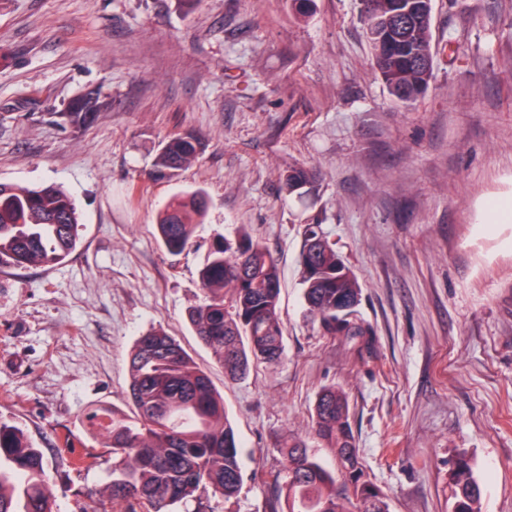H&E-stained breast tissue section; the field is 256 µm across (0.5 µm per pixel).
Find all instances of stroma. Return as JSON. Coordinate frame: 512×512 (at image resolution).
<instances>
[{
    "mask_svg": "<svg viewBox=\"0 0 512 512\" xmlns=\"http://www.w3.org/2000/svg\"><path fill=\"white\" fill-rule=\"evenodd\" d=\"M433 77L414 104L378 76L359 0H0V181L58 184L82 215L63 264L0 265V419L44 456L55 512H80L112 453L86 411L125 406L135 339L175 336L224 396L245 463L234 512H270L284 437L316 438L336 386L369 479L391 512H452L466 457L481 512H512V0H434ZM98 90L89 125L62 118ZM189 133L196 162L152 176ZM305 166L308 194L283 179ZM202 190L189 253L156 222ZM361 286L362 334H324L302 300L305 225ZM246 229L280 271L282 361L225 379L186 318L213 244ZM72 448H64V439ZM91 450L94 465L62 464ZM201 143L191 134L169 136L155 158V173L163 179H174L191 164L200 151Z\"/></svg>",
    "mask_w": 512,
    "mask_h": 512,
    "instance_id": "35a3bbf8",
    "label": "stroma"
}]
</instances>
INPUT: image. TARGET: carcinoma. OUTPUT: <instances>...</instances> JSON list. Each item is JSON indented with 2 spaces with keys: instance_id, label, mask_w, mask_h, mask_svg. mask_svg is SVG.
<instances>
[{
  "instance_id": "1",
  "label": "carcinoma",
  "mask_w": 512,
  "mask_h": 512,
  "mask_svg": "<svg viewBox=\"0 0 512 512\" xmlns=\"http://www.w3.org/2000/svg\"><path fill=\"white\" fill-rule=\"evenodd\" d=\"M366 35L379 77L391 95L413 103L428 89L433 74V0H360ZM104 107L88 91L63 113L76 126L89 124ZM201 143L174 134L155 158V173L174 179L191 164ZM314 181L304 167L288 173L289 193L302 195ZM204 211L199 191L175 195L165 205L157 234L177 256L191 244L192 216ZM75 200L52 185L0 182V264L25 268L58 265L80 244ZM306 310L327 335L355 329L360 295L355 274L318 224H307L299 255ZM204 297L187 319L233 380L251 363H275L285 354L280 318V284L269 250L248 232L235 245L220 242L198 270ZM128 409L116 406L88 412L82 424L105 436L112 449L111 480L85 512H179L189 501L195 512L209 502L231 503L243 482V467L224 399L209 375L177 339L161 328L142 333L129 359ZM315 435L336 453L337 472L328 470L307 444L292 438L280 447L281 469L272 474L276 495L271 512H390L360 460L344 393L323 388L313 413ZM454 512H479L480 486L469 461L454 463ZM0 512H54L41 453L23 430L0 421Z\"/></svg>"
}]
</instances>
